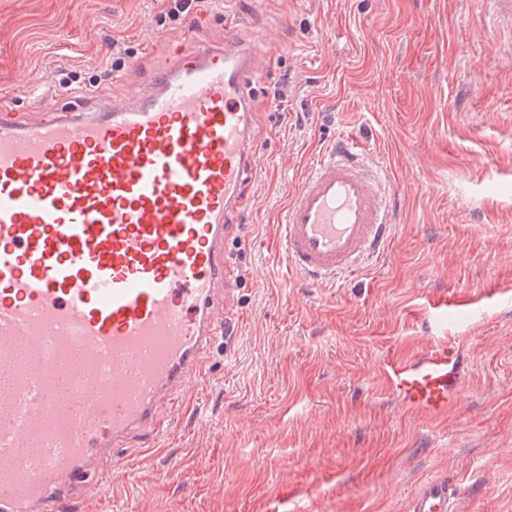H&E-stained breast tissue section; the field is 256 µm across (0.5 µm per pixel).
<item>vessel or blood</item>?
Masks as SVG:
<instances>
[{
	"label": "vessel or blood",
	"mask_w": 512,
	"mask_h": 512,
	"mask_svg": "<svg viewBox=\"0 0 512 512\" xmlns=\"http://www.w3.org/2000/svg\"><path fill=\"white\" fill-rule=\"evenodd\" d=\"M252 72L231 26L223 45L174 46L135 98L35 122L0 107V512H80L231 334L226 241L260 172ZM389 199L361 145L340 142L275 227L289 270L316 286L361 274L392 236ZM461 361L442 338L386 372L439 416ZM410 512H455L447 482L421 483Z\"/></svg>",
	"instance_id": "b4317fda"
}]
</instances>
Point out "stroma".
Instances as JSON below:
<instances>
[{"mask_svg":"<svg viewBox=\"0 0 512 512\" xmlns=\"http://www.w3.org/2000/svg\"><path fill=\"white\" fill-rule=\"evenodd\" d=\"M486 0H0V100L22 118L62 97L127 100L168 45L250 44L262 142L239 260L236 336L174 400L161 445L116 463L83 512H408L425 479L458 512H512V39ZM119 53L114 77L100 66ZM395 187V232L356 279L291 274L277 219L341 136ZM469 292L475 314L429 304ZM456 337L446 414L404 405L386 365Z\"/></svg>","mask_w":512,"mask_h":512,"instance_id":"1","label":"stroma"}]
</instances>
